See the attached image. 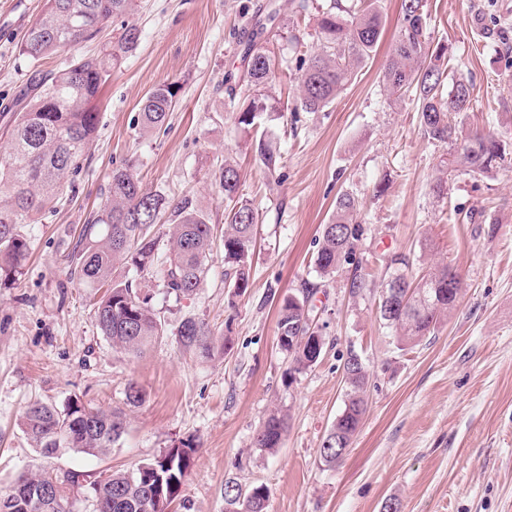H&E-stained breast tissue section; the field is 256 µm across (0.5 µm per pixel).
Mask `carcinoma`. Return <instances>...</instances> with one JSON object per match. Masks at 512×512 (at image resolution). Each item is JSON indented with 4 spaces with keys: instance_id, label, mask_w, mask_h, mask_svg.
Returning <instances> with one entry per match:
<instances>
[{
    "instance_id": "cac0c4a2",
    "label": "carcinoma",
    "mask_w": 512,
    "mask_h": 512,
    "mask_svg": "<svg viewBox=\"0 0 512 512\" xmlns=\"http://www.w3.org/2000/svg\"><path fill=\"white\" fill-rule=\"evenodd\" d=\"M425 5L426 0H401L397 35L383 65L382 83L397 99L414 97L424 135L450 148V159L443 162L441 176L433 186L436 196L442 197L448 193V171L473 178L490 175L512 160V141L479 131L459 134L455 116L473 108V83L460 77L445 87L448 47L440 43L432 47L426 41ZM130 8V0H44L21 51L38 63L51 53L95 39ZM279 14L272 3L257 8L243 56L244 69L225 78L227 106L236 110L237 124L245 130L265 119L281 118V113L266 112L256 103L258 92L275 77L271 51L263 45L262 35ZM383 22L381 0H330L317 19L319 48L305 50L296 58L301 91L296 110L321 112L336 99L357 70L376 55ZM139 37L135 26H122L119 35L103 44L97 54L74 58L64 68L38 79L28 105L11 116L10 151L0 158V281L23 274L30 241L19 225L31 223L52 202L66 174L79 172L99 125V113L92 103L112 76V68L136 49ZM175 87V83L160 84L143 99L142 131L166 123L175 108ZM249 147L270 172L282 163L281 155L261 138L251 141ZM218 179L224 199L233 203L221 231L225 276L241 295L250 287L249 259L259 212L245 199L241 173L230 159H224ZM359 211L360 201L354 194L346 191L336 197L333 214L318 237L314 263L320 276H335L354 255L365 234L364 225L355 221ZM158 227L169 245L164 255L159 252ZM215 239L214 225L206 222L189 199L175 202L143 192L128 165L112 171L108 203L93 223L82 226V247L73 251L70 259L80 280L103 290L97 301V327L113 348L142 352L164 334L165 321L152 306L151 294L142 291L135 279L128 275L117 279L112 272L123 267L140 275L159 268L167 295L191 296L203 284ZM385 268L388 279L400 280L401 290L411 292V297L403 309L394 310L392 319L382 316L380 320L394 330L398 343H418L455 308L462 294L460 275L445 265L416 283L408 273L409 260L396 252ZM346 288L353 297L369 288L361 266L354 267ZM310 293L311 289L305 288L303 297L288 294L278 304V345L295 373L316 364L325 345V339L315 338L311 329ZM177 336L188 350L207 355L224 352V337L214 335L203 320L183 319ZM343 370L351 374L345 379V407L320 447V456L330 464L344 457L340 449L351 447L365 413L367 370L362 357L350 352ZM126 428L122 409L93 407L78 397L62 409L33 402L23 416L24 432L45 455L62 446L92 456L105 455ZM287 429L284 414H271L254 437L255 447L274 451ZM197 451L192 441H180L131 470L110 471L106 478L95 479L89 483L92 512H170ZM84 482V475L74 469L22 473L9 493L0 494V512H69V495ZM224 496L232 506L230 512H265L269 498L262 484L244 489L233 481L225 484Z\"/></svg>"
}]
</instances>
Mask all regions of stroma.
Masks as SVG:
<instances>
[{
    "instance_id": "obj_1",
    "label": "stroma",
    "mask_w": 512,
    "mask_h": 512,
    "mask_svg": "<svg viewBox=\"0 0 512 512\" xmlns=\"http://www.w3.org/2000/svg\"><path fill=\"white\" fill-rule=\"evenodd\" d=\"M44 0H0V113L20 111L39 74L63 68L82 44L32 63L20 50ZM264 0H135L121 22L140 32L136 50L105 86L99 131L83 167L59 198L20 231L31 254L15 283L0 285V493L26 471L76 469L98 477L129 470L182 439L199 447L171 512H226L224 485L267 486V512H512V164L492 176L432 187L447 147L424 137L411 98L389 97L382 64L397 33L400 0H382L378 51L325 111L286 114L299 96L294 37L317 48L316 18L328 0H278L281 23L268 31L276 77L264 94L284 117L241 131L227 109L224 74L239 64L251 17ZM426 39L448 47V76L470 79L475 103L462 131L512 140V0H427ZM179 85L167 127L142 134L139 107L155 86ZM265 138L285 163L269 173L245 148ZM237 164L260 224L251 286L234 295L215 244L198 294L165 296L158 272L144 273L170 328L141 354L116 350L96 325L94 289L71 274L82 225L109 196L114 167L133 163L144 192L190 198L208 223L223 226L229 204L216 178ZM362 200L368 231L361 253L371 286L351 297L348 267L323 278L313 259L321 224L338 193ZM483 213L482 224L471 222ZM407 255L415 274L447 265L463 279L457 307L431 336L397 347L379 320L385 283L380 256ZM316 287L311 317L325 338L318 362L286 382L277 344L279 300ZM186 317L227 337L224 354L184 349L174 329ZM364 360L368 407L344 459L327 464L320 445L346 400L343 363ZM136 383L143 400L127 405ZM82 398L127 414L126 433L108 454L61 449L43 455L22 429L26 406L64 407ZM288 416L275 453L253 445L274 410Z\"/></svg>"
}]
</instances>
